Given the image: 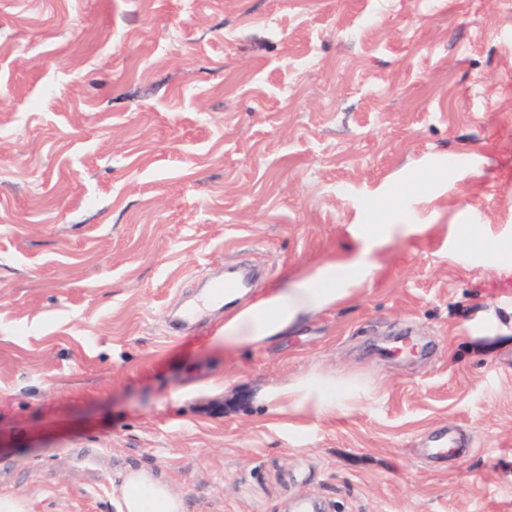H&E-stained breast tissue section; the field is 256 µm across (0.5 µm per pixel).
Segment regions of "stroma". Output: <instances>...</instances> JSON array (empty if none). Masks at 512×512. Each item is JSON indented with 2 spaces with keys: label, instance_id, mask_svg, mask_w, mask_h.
Segmentation results:
<instances>
[{
  "label": "stroma",
  "instance_id": "1",
  "mask_svg": "<svg viewBox=\"0 0 512 512\" xmlns=\"http://www.w3.org/2000/svg\"><path fill=\"white\" fill-rule=\"evenodd\" d=\"M395 179L434 228L352 303L263 348L167 332L211 270L256 296L350 247ZM452 224L512 234V0H0V499L122 512L145 470L185 512H512V278ZM352 368L377 403L259 399Z\"/></svg>",
  "mask_w": 512,
  "mask_h": 512
}]
</instances>
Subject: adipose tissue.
I'll list each match as a JSON object with an SVG mask.
<instances>
[{"instance_id":"adipose-tissue-1","label":"adipose tissue","mask_w":512,"mask_h":512,"mask_svg":"<svg viewBox=\"0 0 512 512\" xmlns=\"http://www.w3.org/2000/svg\"><path fill=\"white\" fill-rule=\"evenodd\" d=\"M396 194V183L381 187L374 195L377 208L363 211L357 223L350 225L355 250L315 265L290 286L271 289L226 313L216 341L227 347H265L302 323L355 297L378 268L377 251L389 243L430 230L426 224L402 222L400 207L386 204ZM448 233L470 250L494 253L499 273L512 276V237H496L475 229L466 232L458 224L449 225ZM375 395V389L363 385L356 374L312 371L288 382L263 387L259 398L275 415L311 413L319 418H333L367 404ZM122 508L124 512H183L181 500L169 486L144 472L125 477Z\"/></svg>"}]
</instances>
